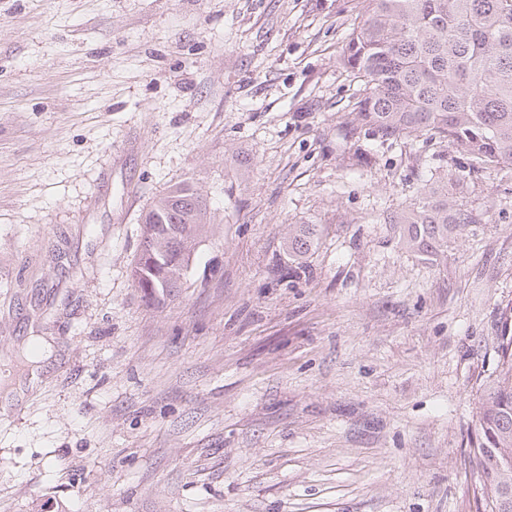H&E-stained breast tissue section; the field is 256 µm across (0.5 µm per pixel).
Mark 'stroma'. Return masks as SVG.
<instances>
[{
  "label": "stroma",
  "instance_id": "35a3bbf8",
  "mask_svg": "<svg viewBox=\"0 0 512 512\" xmlns=\"http://www.w3.org/2000/svg\"><path fill=\"white\" fill-rule=\"evenodd\" d=\"M363 0H0V512H469L478 385L512 304V164L353 130ZM478 223L431 264L386 214L427 170ZM186 182L180 295L130 276ZM295 224L320 241L276 276ZM207 210L206 198L182 183L157 198L145 213L140 249L130 273L147 303L160 304L184 287L197 240L207 224ZM34 346L37 347V352L29 358V362L32 365L30 367L29 375L27 376V387L30 386V388L34 387L38 382L40 383L42 380L41 375L46 374V371L49 369L48 367H45V363L41 362L45 361V359L49 357V353L45 352L50 351V342H47L44 336L31 334L30 336H27V350H31Z\"/></svg>",
  "mask_w": 512,
  "mask_h": 512
}]
</instances>
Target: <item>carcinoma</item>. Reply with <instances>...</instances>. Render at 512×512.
I'll return each mask as SVG.
<instances>
[{"instance_id": "carcinoma-1", "label": "carcinoma", "mask_w": 512, "mask_h": 512, "mask_svg": "<svg viewBox=\"0 0 512 512\" xmlns=\"http://www.w3.org/2000/svg\"><path fill=\"white\" fill-rule=\"evenodd\" d=\"M348 35L344 65L359 78L353 125L381 139L429 132L463 152L469 173L512 163V0H364ZM460 182L431 174L410 208L385 217L408 249L435 261L477 219L459 208ZM207 200L188 183L145 213L131 278L149 304L175 297L207 224ZM319 229L288 233L286 276L307 268ZM472 462L481 487L476 512H504L498 494L512 482V336L503 335L492 373L480 383Z\"/></svg>"}]
</instances>
